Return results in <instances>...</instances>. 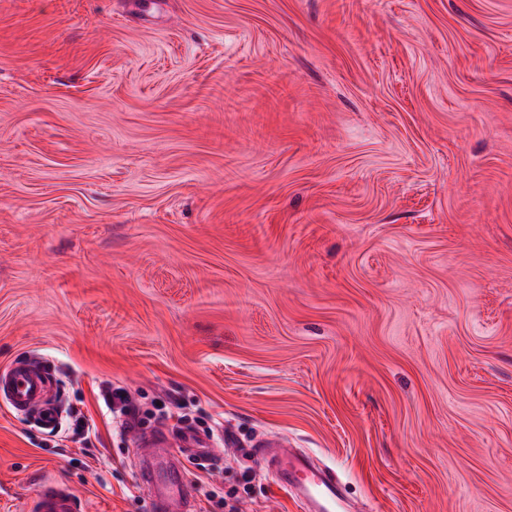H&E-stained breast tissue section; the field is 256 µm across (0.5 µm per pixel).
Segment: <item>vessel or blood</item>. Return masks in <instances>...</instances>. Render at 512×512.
Listing matches in <instances>:
<instances>
[{"label": "vessel or blood", "mask_w": 512, "mask_h": 512, "mask_svg": "<svg viewBox=\"0 0 512 512\" xmlns=\"http://www.w3.org/2000/svg\"><path fill=\"white\" fill-rule=\"evenodd\" d=\"M54 375L49 366L17 360L0 368V397L15 413L37 411L42 425L58 420V408L51 399ZM146 463L142 469L143 491L151 512H198L197 499L183 481V470L172 461L174 448H191L207 453L194 435L158 431L148 441ZM268 465L279 487L289 491L303 512H341L346 502L335 474L316 470L309 459L288 443L266 441ZM80 502L66 485L42 483L32 512H79Z\"/></svg>", "instance_id": "vessel-or-blood-1"}]
</instances>
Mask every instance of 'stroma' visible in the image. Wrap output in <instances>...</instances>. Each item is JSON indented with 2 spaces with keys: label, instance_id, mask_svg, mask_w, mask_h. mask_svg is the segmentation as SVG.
<instances>
[{
  "label": "stroma",
  "instance_id": "stroma-1",
  "mask_svg": "<svg viewBox=\"0 0 512 512\" xmlns=\"http://www.w3.org/2000/svg\"><path fill=\"white\" fill-rule=\"evenodd\" d=\"M21 358L59 427L0 402V512H150L108 387L213 442L198 512H302L267 438L359 512H512V0H0ZM31 510V512H80V502L68 486L43 482L39 486Z\"/></svg>",
  "mask_w": 512,
  "mask_h": 512
}]
</instances>
